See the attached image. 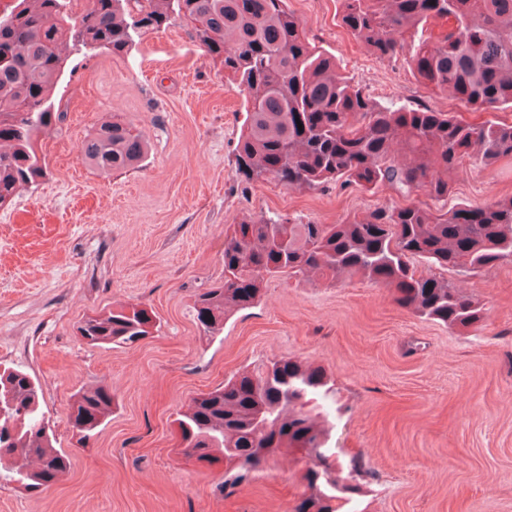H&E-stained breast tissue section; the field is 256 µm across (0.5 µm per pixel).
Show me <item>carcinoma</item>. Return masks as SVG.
<instances>
[{
  "mask_svg": "<svg viewBox=\"0 0 512 512\" xmlns=\"http://www.w3.org/2000/svg\"><path fill=\"white\" fill-rule=\"evenodd\" d=\"M11 0L0 9V208L48 174L38 142L64 123L55 87L70 52L122 56L134 36L179 18L224 78L243 95L245 117L234 149L239 175L270 177L288 188L331 182L402 194L425 188L448 197L463 162L491 167L512 159V123L468 121L429 107L385 105L340 73L334 56L313 45L286 0ZM341 25L380 57L407 52L435 94L475 112L512 108V0H341ZM80 153L102 174L133 168L145 143L119 121L103 123ZM425 260L445 270L476 272L512 260V197L443 211L419 205L377 208L339 224L278 215L249 218L224 235V282L200 294L196 319L206 336L224 328L226 312L253 305L265 277L360 276L393 291L394 301L450 328H477L483 308L448 280L423 276ZM148 310L131 304L86 319L92 346L131 345L149 334ZM332 391L319 367L288 358L242 373L192 399L175 420L180 444L236 467L224 484L262 467L282 449L303 452L311 493L293 512H339L360 492L355 461L341 476L326 448L327 429L307 410L312 395ZM116 406L96 386L74 405L73 427L92 439ZM9 478L34 492L70 466L52 447L39 412L38 388L18 370L0 373V461Z\"/></svg>",
  "mask_w": 512,
  "mask_h": 512,
  "instance_id": "obj_1",
  "label": "carcinoma"
}]
</instances>
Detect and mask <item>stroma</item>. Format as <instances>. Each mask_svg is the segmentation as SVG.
<instances>
[{
	"mask_svg": "<svg viewBox=\"0 0 512 512\" xmlns=\"http://www.w3.org/2000/svg\"><path fill=\"white\" fill-rule=\"evenodd\" d=\"M287 5L311 43L379 102L465 114L419 81L409 55L361 47L341 27L337 0ZM55 97L67 117L42 140L48 174L0 208V367L34 379L70 467L39 493L1 472L0 512H292L309 492L302 454H278L228 491L225 463L186 456L174 424L198 394L282 357L330 379L324 416L336 461L359 457L370 471L353 512H512V261L448 272L482 305L477 330L420 318L358 277L279 275L204 337L194 305L224 278L232 225L276 215L335 224L432 198L242 180L243 97L178 20L137 36L126 56H70ZM112 120L142 134L149 151L140 168L104 176L80 146ZM508 197L512 161L466 163L442 207ZM130 304L153 316L147 337L127 347L83 341L86 318ZM99 384L116 406L82 447L71 406Z\"/></svg>",
	"mask_w": 512,
	"mask_h": 512,
	"instance_id": "stroma-1",
	"label": "stroma"
}]
</instances>
